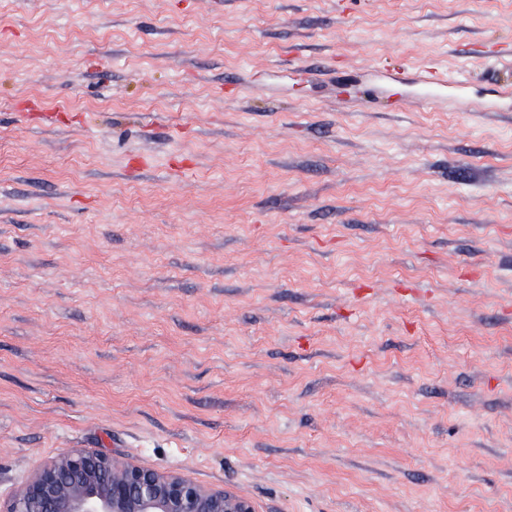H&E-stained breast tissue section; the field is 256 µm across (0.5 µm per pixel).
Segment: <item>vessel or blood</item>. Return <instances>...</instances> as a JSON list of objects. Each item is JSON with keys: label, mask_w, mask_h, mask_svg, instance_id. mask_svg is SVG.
Instances as JSON below:
<instances>
[{"label": "vessel or blood", "mask_w": 512, "mask_h": 512, "mask_svg": "<svg viewBox=\"0 0 512 512\" xmlns=\"http://www.w3.org/2000/svg\"><path fill=\"white\" fill-rule=\"evenodd\" d=\"M484 56L487 60L500 65L503 72L496 82V101H477L475 109L479 112L497 111L498 100H512V46L496 45L486 48ZM382 70L393 85H409L417 89L414 101L419 104H441L448 96H467L468 80L453 79L432 64H425L411 69L404 66L383 64Z\"/></svg>", "instance_id": "b4317fda"}]
</instances>
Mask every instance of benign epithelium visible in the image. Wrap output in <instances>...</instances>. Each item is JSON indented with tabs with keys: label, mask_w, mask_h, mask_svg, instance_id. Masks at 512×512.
<instances>
[{
	"label": "benign epithelium",
	"mask_w": 512,
	"mask_h": 512,
	"mask_svg": "<svg viewBox=\"0 0 512 512\" xmlns=\"http://www.w3.org/2000/svg\"><path fill=\"white\" fill-rule=\"evenodd\" d=\"M0 512H253L248 501L177 473L75 450L41 466Z\"/></svg>",
	"instance_id": "benign-epithelium-1"
}]
</instances>
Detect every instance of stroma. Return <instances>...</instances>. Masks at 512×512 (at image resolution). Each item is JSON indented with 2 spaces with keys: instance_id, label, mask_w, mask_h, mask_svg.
<instances>
[{
  "instance_id": "stroma-1",
  "label": "stroma",
  "mask_w": 512,
  "mask_h": 512,
  "mask_svg": "<svg viewBox=\"0 0 512 512\" xmlns=\"http://www.w3.org/2000/svg\"><path fill=\"white\" fill-rule=\"evenodd\" d=\"M0 0V500L74 449L254 512H512V0ZM313 78L295 80L297 66ZM485 59L492 61L499 66L501 65V69L499 68L498 72L506 73L509 75L508 78L502 79L498 76L495 89L496 96L502 100H511L512 101V80L510 75L512 73V46L510 44L507 45H496L492 47L486 48L484 50ZM378 69L384 72L388 81L393 85H409L419 91V94L413 98H400L384 102L380 105L382 112H402L409 102L443 104L448 99V95L469 97L470 80L467 77L464 80L451 79L448 73L430 63L416 69L386 63Z\"/></svg>"
}]
</instances>
